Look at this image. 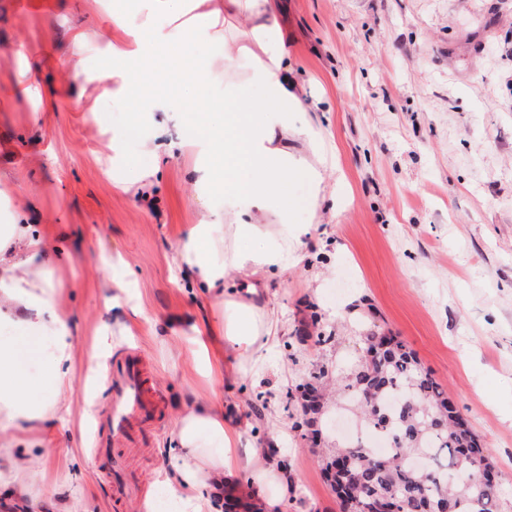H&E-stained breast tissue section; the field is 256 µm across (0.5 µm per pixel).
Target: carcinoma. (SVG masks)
Here are the masks:
<instances>
[{"mask_svg": "<svg viewBox=\"0 0 512 512\" xmlns=\"http://www.w3.org/2000/svg\"><path fill=\"white\" fill-rule=\"evenodd\" d=\"M328 371L309 372L303 391L317 393L308 408L322 411L319 385ZM367 427L377 429L383 413L391 421L382 431L394 451L379 456L360 442L336 449L322 459V468L337 497L362 505L394 493L402 512H437L453 498L460 512H495L498 485L470 479L487 456L470 428H460L459 412L415 351L398 336L362 358L360 368L345 385ZM260 512L251 496L224 492L225 512Z\"/></svg>", "mask_w": 512, "mask_h": 512, "instance_id": "1", "label": "carcinoma"}]
</instances>
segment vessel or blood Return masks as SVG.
<instances>
[{
  "mask_svg": "<svg viewBox=\"0 0 512 512\" xmlns=\"http://www.w3.org/2000/svg\"><path fill=\"white\" fill-rule=\"evenodd\" d=\"M110 374L112 406L94 453L110 483L113 512H125L128 502L138 492L126 477L127 450L134 447L138 437L151 434L153 426L162 418V402L151 388L149 372L138 350L116 357L110 365Z\"/></svg>",
  "mask_w": 512,
  "mask_h": 512,
  "instance_id": "vessel-or-blood-1",
  "label": "vessel or blood"
}]
</instances>
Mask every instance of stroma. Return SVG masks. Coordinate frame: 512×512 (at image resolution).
<instances>
[{"label": "stroma", "instance_id": "stroma-1", "mask_svg": "<svg viewBox=\"0 0 512 512\" xmlns=\"http://www.w3.org/2000/svg\"><path fill=\"white\" fill-rule=\"evenodd\" d=\"M293 75L321 98L314 119L338 154L346 201L297 220L312 236L264 302L278 344L240 371H195L189 340L208 336L218 310L175 269L173 247L224 207V182L193 171L207 148L155 150L151 114L182 115L179 64L132 113L112 64L110 37L133 22L139 40L219 60L223 39L185 31L157 0H0V173L18 187L23 223L67 258L54 268L59 304L77 339L65 423L40 448L18 449L42 477L35 501L0 495V512H51L57 493L112 512L91 453L109 408L105 383L84 414L88 351L114 327L112 355L139 349L164 403L153 442L137 449L143 496L195 398L219 395L244 444L287 458L280 512H339L320 461L358 421L340 389L364 340L394 334L416 352L479 437L500 476L497 512H512V0H283ZM135 136H128L129 124ZM152 170L150 199L122 191L132 167ZM121 304L112 308L110 297ZM141 316H133L132 306ZM327 336L318 345L314 336ZM325 367L333 393L316 425L296 429L286 389Z\"/></svg>", "mask_w": 512, "mask_h": 512}]
</instances>
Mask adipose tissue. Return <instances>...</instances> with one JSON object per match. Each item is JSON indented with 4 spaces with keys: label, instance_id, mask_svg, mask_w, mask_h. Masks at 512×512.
<instances>
[{
    "label": "adipose tissue",
    "instance_id": "ef3b65f1",
    "mask_svg": "<svg viewBox=\"0 0 512 512\" xmlns=\"http://www.w3.org/2000/svg\"><path fill=\"white\" fill-rule=\"evenodd\" d=\"M188 29L206 26L224 39V114L214 120L193 105L170 138L169 147L203 142L209 171L224 172V208L210 211L174 247L177 265L205 286L222 314L217 325L224 349L239 359H260L274 345L277 320L261 303L268 275L283 274L312 235V224L297 222L300 207L318 211L324 202L340 206L341 197L326 189V173L336 155L327 151L322 131L310 113L303 81L288 66V40L279 22L281 0H158ZM112 44L113 60L122 62L121 88L131 107L146 89L143 64L151 59L142 43L127 44L134 29L123 25ZM257 86L258 96L247 89ZM310 185L307 202L292 192L297 180ZM50 250L43 237L12 214L0 225V328L8 327L37 344L39 360L55 393L32 399L29 379L17 366L13 345L0 341V490L23 501L33 494V478L12 449L38 432L43 423L64 419V396L72 387L75 338L58 306ZM259 449L243 451L241 432L224 417L219 399L195 401L176 421L174 446L158 469L154 486L172 512H214L225 488L243 471L267 508L278 507L287 485L271 486L266 469H253Z\"/></svg>",
    "mask_w": 512,
    "mask_h": 512
}]
</instances>
